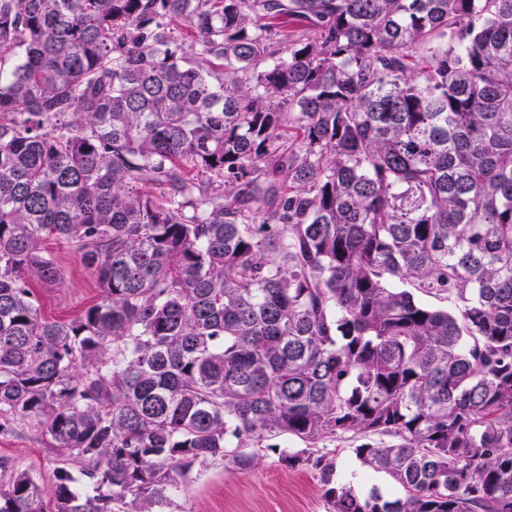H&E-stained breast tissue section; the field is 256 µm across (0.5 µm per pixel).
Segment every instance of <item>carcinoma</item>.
<instances>
[{"label": "carcinoma", "instance_id": "carcinoma-1", "mask_svg": "<svg viewBox=\"0 0 512 512\" xmlns=\"http://www.w3.org/2000/svg\"><path fill=\"white\" fill-rule=\"evenodd\" d=\"M48 237L103 289L71 321ZM28 424L50 497L0 456V512H168L282 436L329 512H512V0H0V434ZM350 437L400 495L333 482L313 448Z\"/></svg>", "mask_w": 512, "mask_h": 512}]
</instances>
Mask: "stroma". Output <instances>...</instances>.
Listing matches in <instances>:
<instances>
[{"instance_id":"35a3bbf8","label":"stroma","mask_w":512,"mask_h":512,"mask_svg":"<svg viewBox=\"0 0 512 512\" xmlns=\"http://www.w3.org/2000/svg\"><path fill=\"white\" fill-rule=\"evenodd\" d=\"M43 248L56 258L63 282L35 286L37 302L47 318L74 319L98 301L101 286L66 243L49 239ZM337 446V441L327 439L317 448L318 453L335 455V482L351 484L363 494L375 486L384 493L393 492L388 476L363 466L350 453H337ZM300 449V443L278 440L275 449L262 450L258 463L246 471L224 462L195 465L174 491L171 512H329L320 471L309 466L291 468L281 460L282 451ZM1 455L11 457L16 467L30 472L41 485L51 486L55 463L35 426L0 435Z\"/></svg>"}]
</instances>
